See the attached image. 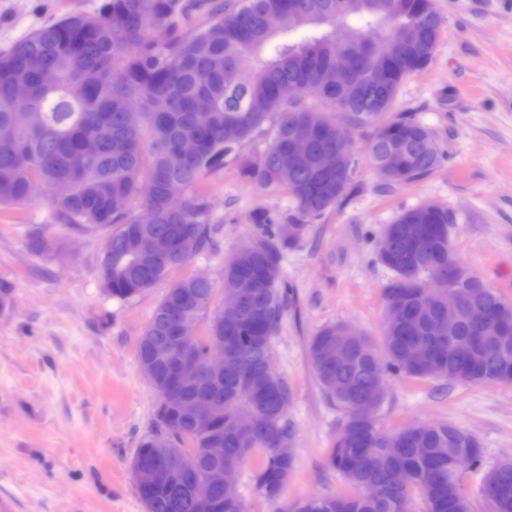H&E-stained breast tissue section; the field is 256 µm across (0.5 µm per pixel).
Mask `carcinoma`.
Returning <instances> with one entry per match:
<instances>
[{"instance_id": "cac0c4a2", "label": "carcinoma", "mask_w": 512, "mask_h": 512, "mask_svg": "<svg viewBox=\"0 0 512 512\" xmlns=\"http://www.w3.org/2000/svg\"><path fill=\"white\" fill-rule=\"evenodd\" d=\"M166 38L158 43L153 29ZM355 37L347 47L352 75L394 60L389 84L357 100L336 83L332 58L336 28ZM309 30L299 42L281 36ZM445 22L435 0H104L95 13L72 12L0 50V206L20 207L39 188L56 183L68 192L50 197L59 221L85 231L107 230L101 260L102 285L112 297L143 294L186 264L209 237L207 196L198 190L204 173L238 152L255 133L268 128L271 143L242 171L263 188L278 186V149L294 137H311V153L285 185L295 204L296 236L346 199L358 174L359 155L383 185L416 181L435 171L442 154L431 130L411 114L393 111L400 85L427 67ZM58 81L44 84L43 71ZM321 81L319 104L288 98V83ZM23 83L30 99L16 103L12 91ZM370 134L357 144L353 133ZM122 138L127 150L111 151ZM336 153L349 168L345 178L320 168L319 156ZM185 188L181 208L166 202L169 183ZM140 197L155 220L141 224L128 210ZM455 223L448 209L424 203L403 211L384 229L376 247L392 272L383 289L385 357L368 338H348L344 325H327L308 345L322 390L346 414L328 454L329 466L347 474L351 493L306 496L279 512H473L464 475H481L480 495L488 512H512V460L484 465L482 446L453 424L430 430L409 426L384 430L377 416L361 418L360 405H383L387 376L413 380L454 379L463 385H512V343L497 335L501 320L512 321V302L483 281L459 288L462 304L479 305L488 321L473 327L465 312L448 322V293L430 294V278L450 281L459 262L449 236ZM188 239L182 254L151 266L130 249L137 240L150 247L173 235ZM292 242L268 225L262 239L236 250L224 265V291L249 283L243 310H212L211 284L184 278L167 290L137 344L138 365L157 388L163 365L148 366L153 336H182L207 318L206 333L189 346L201 373L191 393L202 400L203 418L190 419L156 405L154 429L144 435L132 463L148 468L155 439L186 457L196 476L227 464L242 465L258 451L262 466L254 481L267 501L280 499L293 476L295 457L282 456L277 438L293 435L290 395L271 362L272 340L284 316L287 285L280 283L281 247ZM340 342L352 356L323 359L319 348ZM235 350L224 377L207 371L211 347ZM428 346L436 361L409 364V344ZM224 438V459L207 456L208 436ZM146 512H197L189 481L170 473L137 484ZM210 512H248L238 487L216 490Z\"/></svg>"}]
</instances>
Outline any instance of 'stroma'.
Here are the masks:
<instances>
[{"instance_id":"1","label":"stroma","mask_w":512,"mask_h":512,"mask_svg":"<svg viewBox=\"0 0 512 512\" xmlns=\"http://www.w3.org/2000/svg\"><path fill=\"white\" fill-rule=\"evenodd\" d=\"M102 0H0V48ZM445 30L430 65L400 86L395 111L414 113L443 154L433 173L383 192L369 164L336 209L283 246L280 276L288 305L272 345L276 372L290 390L296 469L289 501L346 491L329 467V448L345 418L322 391L308 343L344 323L383 346L382 291L390 273L375 239L405 209L432 202L455 215L458 261L512 301V0H435ZM256 133L240 158L207 172L210 246L137 297L109 296L100 275L102 234L56 219L45 192L24 207L0 209V504L7 512H145L129 463L148 430L156 397L137 362V342L175 282L207 276L223 299L224 263L261 238L258 215L288 223L286 188H261L240 169L268 147ZM53 241L33 253L32 232ZM384 429L447 423L475 434L486 464L512 459V385L388 378L379 412Z\"/></svg>"}]
</instances>
